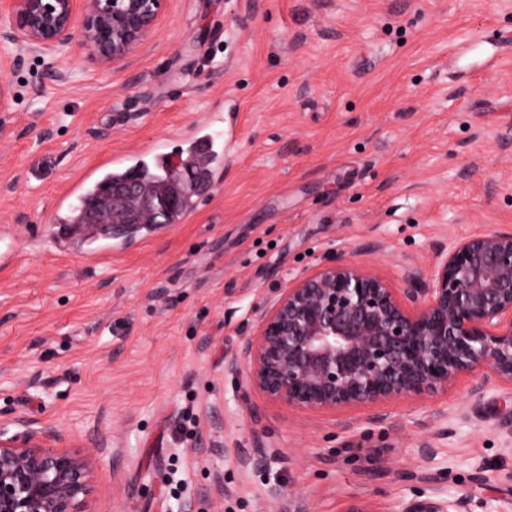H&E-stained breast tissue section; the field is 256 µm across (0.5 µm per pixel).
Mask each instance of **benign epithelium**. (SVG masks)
<instances>
[{
    "label": "benign epithelium",
    "mask_w": 512,
    "mask_h": 512,
    "mask_svg": "<svg viewBox=\"0 0 512 512\" xmlns=\"http://www.w3.org/2000/svg\"><path fill=\"white\" fill-rule=\"evenodd\" d=\"M167 0H9L0 38L13 64L41 58L54 78L82 50L104 68L125 66L154 34ZM175 190L143 195L136 181L112 187L122 222L165 223L180 192L195 185L189 161L172 168ZM228 372L267 400L298 411L422 400L478 372L471 397L512 386V229L457 239L426 274L395 287L370 268L338 258L278 288ZM54 429L0 430V512H85L89 458L57 449ZM470 499L433 496L407 512H469Z\"/></svg>",
    "instance_id": "obj_1"
}]
</instances>
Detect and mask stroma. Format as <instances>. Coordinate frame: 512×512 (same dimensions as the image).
<instances>
[{
	"instance_id": "stroma-1",
	"label": "stroma",
	"mask_w": 512,
	"mask_h": 512,
	"mask_svg": "<svg viewBox=\"0 0 512 512\" xmlns=\"http://www.w3.org/2000/svg\"><path fill=\"white\" fill-rule=\"evenodd\" d=\"M60 67H0V429L90 457L89 512H403L428 475L512 512L510 388L302 412L224 370L313 267L399 286L512 226V0H169L130 66ZM214 112L223 176L181 223H54L91 168Z\"/></svg>"
}]
</instances>
